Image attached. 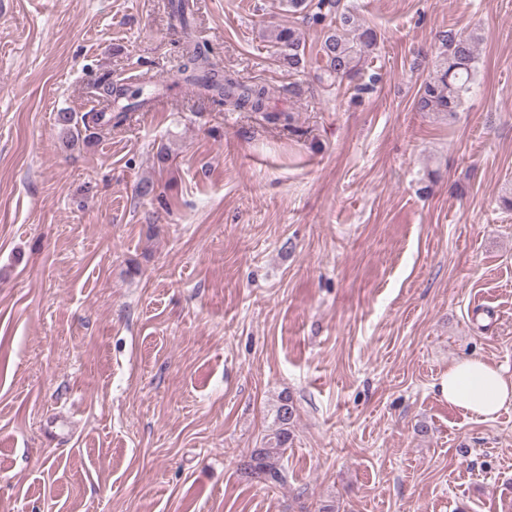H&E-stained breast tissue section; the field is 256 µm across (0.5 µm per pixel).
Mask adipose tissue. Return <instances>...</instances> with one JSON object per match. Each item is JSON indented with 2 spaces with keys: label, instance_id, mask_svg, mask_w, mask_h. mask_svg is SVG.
I'll use <instances>...</instances> for the list:
<instances>
[{
  "label": "adipose tissue",
  "instance_id": "adipose-tissue-1",
  "mask_svg": "<svg viewBox=\"0 0 512 512\" xmlns=\"http://www.w3.org/2000/svg\"><path fill=\"white\" fill-rule=\"evenodd\" d=\"M438 389L449 405L484 418L512 403V377L478 357L449 365Z\"/></svg>",
  "mask_w": 512,
  "mask_h": 512
}]
</instances>
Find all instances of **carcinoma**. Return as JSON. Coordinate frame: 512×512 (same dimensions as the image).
Here are the masks:
<instances>
[{"label": "carcinoma", "instance_id": "cac0c4a2", "mask_svg": "<svg viewBox=\"0 0 512 512\" xmlns=\"http://www.w3.org/2000/svg\"><path fill=\"white\" fill-rule=\"evenodd\" d=\"M289 16L304 15L308 22L325 28L317 55L319 70L326 81L342 83L361 76L369 50L375 48L377 35L361 25L355 13L341 0H281ZM170 17L180 24L182 33V63L178 79L196 86L217 106H230L245 112H265L276 121L283 111L269 106V90L263 84H247L224 74L211 60L208 50L200 44L189 24L185 0H173ZM276 60L290 70L297 69L305 59L306 44L301 33L292 26L278 25L271 33ZM439 47L432 64V77L419 91L416 107L421 112H436L454 118L472 92L478 63L481 34L469 31H444L438 35ZM103 108L81 116L68 111L56 114V125L73 138L78 127L117 128L124 125L130 114L150 103L138 90L103 79L96 85ZM297 408L292 397L281 394L273 409L270 433L262 447L254 449L242 465L243 474L261 484H279L286 478L281 463L284 451L292 440V427Z\"/></svg>", "mask_w": 512, "mask_h": 512}]
</instances>
